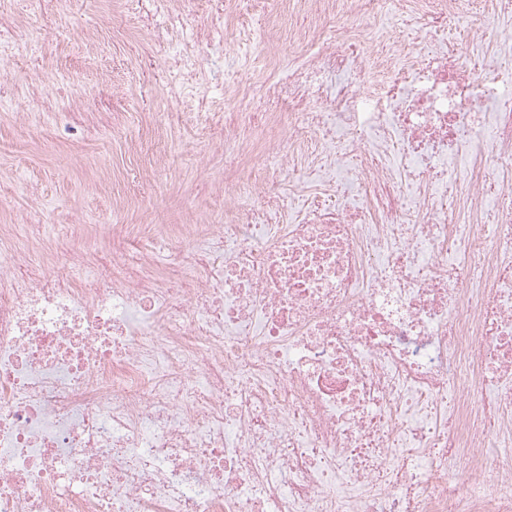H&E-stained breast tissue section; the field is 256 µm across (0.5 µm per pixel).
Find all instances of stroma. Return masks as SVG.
<instances>
[{"label":"stroma","instance_id":"1","mask_svg":"<svg viewBox=\"0 0 512 512\" xmlns=\"http://www.w3.org/2000/svg\"><path fill=\"white\" fill-rule=\"evenodd\" d=\"M147 0H73L68 11L31 0H0V31L23 35L33 65L0 59V226L38 215L43 238L69 231L112 244V225L132 237L154 224H206L235 219L240 197L224 181L236 171L272 168L288 179L317 142L292 148L287 136L265 152L224 154V114L238 109L235 89H259L262 34L275 22L279 38L306 17L305 0H206L184 18L189 29L222 28L205 57L217 66L248 41L249 70L224 72V112L199 113L170 89L166 55L152 40ZM492 21L491 40L512 59V12L494 0H465L457 34ZM51 101L54 114L35 124L30 112Z\"/></svg>","mask_w":512,"mask_h":512}]
</instances>
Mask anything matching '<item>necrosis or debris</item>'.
Segmentation results:
<instances>
[{
    "label": "necrosis or debris",
    "instance_id": "obj_1",
    "mask_svg": "<svg viewBox=\"0 0 512 512\" xmlns=\"http://www.w3.org/2000/svg\"><path fill=\"white\" fill-rule=\"evenodd\" d=\"M149 2L194 68L213 31ZM312 2L265 97L321 149L242 221L132 259L120 224L108 257L0 234V512H512V63L407 0L354 86L384 0Z\"/></svg>",
    "mask_w": 512,
    "mask_h": 512
}]
</instances>
